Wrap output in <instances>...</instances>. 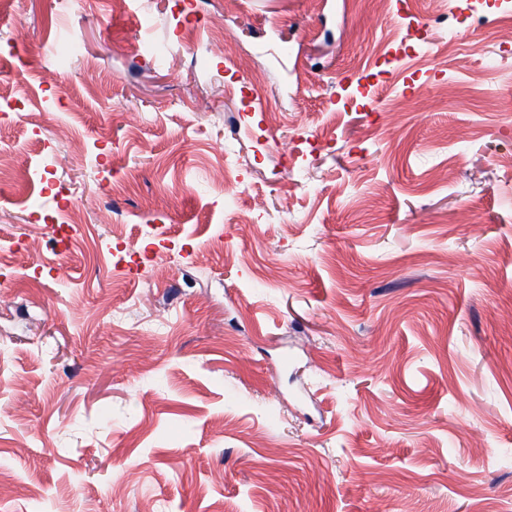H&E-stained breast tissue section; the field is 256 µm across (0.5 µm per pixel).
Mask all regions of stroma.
<instances>
[{
    "label": "stroma",
    "mask_w": 512,
    "mask_h": 512,
    "mask_svg": "<svg viewBox=\"0 0 512 512\" xmlns=\"http://www.w3.org/2000/svg\"><path fill=\"white\" fill-rule=\"evenodd\" d=\"M467 2L0 0V512H512V21L457 72ZM434 23L440 27L448 29V48L455 49L461 52L460 59L463 63H468L470 60H478L477 56L480 55L473 48H464L463 50L459 47L466 45L463 42V29L461 22L456 13L443 12L438 10L434 15Z\"/></svg>",
    "instance_id": "35a3bbf8"
}]
</instances>
